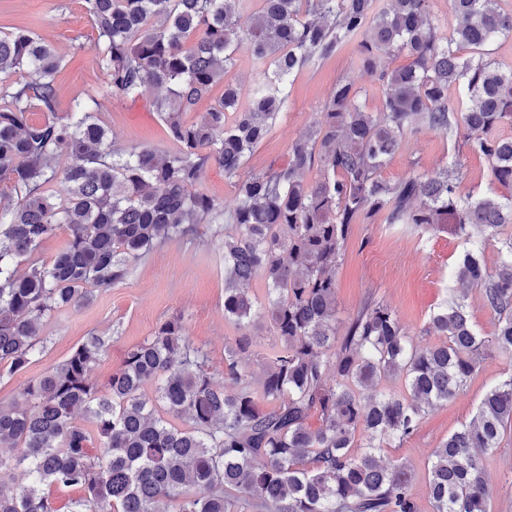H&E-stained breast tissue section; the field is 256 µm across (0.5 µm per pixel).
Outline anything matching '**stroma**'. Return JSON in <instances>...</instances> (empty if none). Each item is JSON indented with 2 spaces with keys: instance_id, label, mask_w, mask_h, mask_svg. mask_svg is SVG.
<instances>
[{
  "instance_id": "stroma-1",
  "label": "stroma",
  "mask_w": 512,
  "mask_h": 512,
  "mask_svg": "<svg viewBox=\"0 0 512 512\" xmlns=\"http://www.w3.org/2000/svg\"><path fill=\"white\" fill-rule=\"evenodd\" d=\"M15 24L33 26L36 33L65 55L59 109L67 111L73 93L94 80L91 68L95 46L91 24L80 0H0V31ZM351 82L363 91L365 105L378 111L381 93L358 65L352 48L303 69L289 87L288 110L248 162L260 170L283 165L288 146L302 135L338 81ZM157 90L148 89L133 99H115L105 119L117 144L169 148L164 125L153 110ZM460 160L461 195L485 193L491 186L486 161L473 154L464 138L448 139L424 130L405 143L382 176L398 181L412 172L431 174L452 160ZM224 227L202 224L193 235L161 244L147 257L131 264L128 279L97 292L89 305L44 321L45 350L23 371L0 381V402L19 399L27 382L58 365L71 350L90 336L102 337L105 353L92 377L106 384L121 365L125 352L151 336L156 326L181 318L188 340L203 349L216 381L224 379V347L238 332L224 318ZM464 249L461 237L425 230L411 224H357L336 270L339 320L354 315L369 298L383 299L398 315L417 346L433 344L422 329L430 311L456 289L451 269ZM512 370L500 357L486 358L463 392L448 404L430 410L417 434L404 445L386 449L385 460L412 462L414 493L420 512H432L425 486V464L432 448L449 433L469 423L489 386Z\"/></svg>"
}]
</instances>
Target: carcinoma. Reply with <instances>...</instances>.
I'll return each instance as SVG.
<instances>
[{
    "instance_id": "obj_1",
    "label": "carcinoma",
    "mask_w": 512,
    "mask_h": 512,
    "mask_svg": "<svg viewBox=\"0 0 512 512\" xmlns=\"http://www.w3.org/2000/svg\"><path fill=\"white\" fill-rule=\"evenodd\" d=\"M459 24L441 28L430 0H82L97 52L98 85L59 114L66 67L29 27L0 32V380L24 370L44 345V319L88 304L128 278L130 263L200 224L224 225V318L243 330L224 347V380L186 337L181 319L158 325L127 350L101 390L91 377L104 342L90 336L20 400L0 405V512H56L46 490L76 488L71 512H419L413 474L380 452L409 441L424 415L457 397L482 360H512V195L462 197L460 164L391 183L382 171L423 129L448 138L467 129L470 150L492 180L512 186V67L485 48L512 35L501 0H448ZM356 44L382 89L378 112L359 90L336 83L288 162L247 163L288 109L299 71ZM468 49L465 58L461 50ZM260 72L246 104L224 81L237 54ZM384 56L408 63L388 69ZM221 96L190 116L217 86ZM148 88L173 149L119 147L103 118L113 98ZM466 109L450 103V91ZM224 171L237 204L202 189ZM319 167L308 182L305 172ZM61 181L63 197L51 193ZM412 224L457 235L476 228L454 271L480 289L494 329H474L466 295L430 313L413 345L396 313L369 300L337 334L336 268L355 224ZM66 240L49 261L43 242ZM265 280L264 300L248 284ZM270 323L280 346L253 351V378L239 355L250 330ZM390 380L404 390L387 387ZM153 395L145 393L147 385ZM89 415L94 433L76 422ZM317 417V424L310 423ZM512 426V374L483 394L472 420L434 448L427 463L433 512H492L484 465ZM24 467L27 483L15 484Z\"/></svg>"
}]
</instances>
